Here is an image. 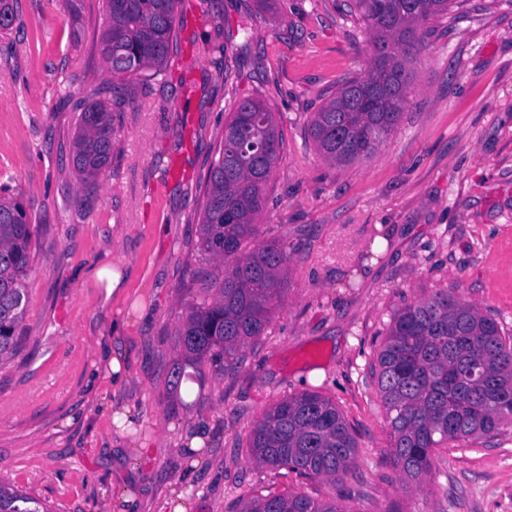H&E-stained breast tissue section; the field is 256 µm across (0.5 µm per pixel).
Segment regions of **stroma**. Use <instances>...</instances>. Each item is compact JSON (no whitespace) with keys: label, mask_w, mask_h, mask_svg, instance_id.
I'll use <instances>...</instances> for the list:
<instances>
[{"label":"stroma","mask_w":512,"mask_h":512,"mask_svg":"<svg viewBox=\"0 0 512 512\" xmlns=\"http://www.w3.org/2000/svg\"><path fill=\"white\" fill-rule=\"evenodd\" d=\"M160 74L114 81L101 54L106 0H18L0 36V185L38 224L17 356L0 364V481L45 512H241L302 493L344 512H512V425L437 449L404 485L372 371L393 314L448 288L512 332V0H461L425 23L395 131L368 159L333 165L311 112L373 61L353 0H180ZM112 108V161L94 181L72 163L76 106ZM260 98L282 134L261 239L292 257L263 336L235 373L169 380L189 303L217 262L199 243L203 192L224 125ZM112 263L128 287L109 302L89 276ZM123 355L118 386L101 351ZM304 391L336 403L358 443L340 481L249 461V433ZM133 430L114 434L113 410ZM206 426L204 448L186 432ZM151 454L136 457L139 442ZM131 493L123 504L120 492Z\"/></svg>","instance_id":"1"}]
</instances>
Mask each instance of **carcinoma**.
Returning <instances> with one entry per match:
<instances>
[{"mask_svg": "<svg viewBox=\"0 0 512 512\" xmlns=\"http://www.w3.org/2000/svg\"><path fill=\"white\" fill-rule=\"evenodd\" d=\"M179 2L107 0L108 26L101 42L112 74L163 71ZM355 2L372 33L375 67L344 81L309 122L317 150L333 165L371 157L398 126L409 96L408 64L418 48V29L448 15L454 0ZM15 22L13 0H0V34ZM281 143L274 113L261 100L238 101L210 166L199 224L201 247L223 268L210 279L213 297L189 304L176 330L181 362L173 372L175 389L186 376L202 377L207 365L224 374L235 372L242 349L263 335L278 306L290 254L278 240L255 239ZM111 160L112 108L102 101L85 102L73 165L90 181ZM37 229L18 199L0 196V363L17 352ZM377 366L389 455L407 486L431 472L435 449L486 438L512 424V333L448 289L397 310L380 344ZM249 444L251 462L303 477L336 480L356 463L357 442L342 414L314 392L290 396L268 409L251 429ZM21 502L27 498L0 483V512H38L20 507ZM242 512L342 510L306 494H279L258 497Z\"/></svg>", "mask_w": 512, "mask_h": 512, "instance_id": "1", "label": "carcinoma"}]
</instances>
